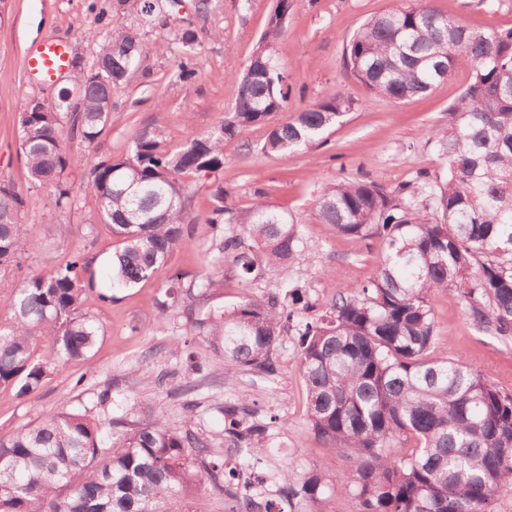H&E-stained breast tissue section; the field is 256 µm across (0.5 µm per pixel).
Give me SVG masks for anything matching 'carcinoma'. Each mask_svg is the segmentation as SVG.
<instances>
[{
  "label": "carcinoma",
  "instance_id": "cac0c4a2",
  "mask_svg": "<svg viewBox=\"0 0 512 512\" xmlns=\"http://www.w3.org/2000/svg\"><path fill=\"white\" fill-rule=\"evenodd\" d=\"M288 0L239 74V94L218 126L168 144L153 125L133 137L126 156L105 157L84 173L100 223L116 248L112 287L133 288L165 266L171 250L192 238L190 178L224 165V140L267 123L288 106L290 88L276 39ZM175 77L195 76L198 37L180 34ZM142 53L137 32L121 28L101 47L102 67L78 69L74 111L23 112L19 148L32 183L51 185L55 205L74 199L62 175L73 161L70 142L92 144L112 122L114 95ZM347 71L372 94L407 102L460 68L471 73L448 108L445 128L426 131L447 170L417 186L367 180L329 185L315 220L337 236L377 237L383 245L374 275L338 294L310 320L291 279L304 250L298 225L257 201L245 212L212 194L208 224L219 253L245 287L279 270L277 287L251 291L192 320L224 366L251 375L249 387L224 400V446L177 427L138 399L107 388L95 409L59 412L0 440V512H190L188 496L211 488L224 512H318L339 487L353 512H500L512 500V390L479 367L436 355L439 339L431 298L451 290L473 323L512 342V29L472 30L418 2L370 17L344 48ZM354 106L334 92L269 128L262 151L286 158L322 142ZM25 199L0 184V277L22 269L23 238L35 231L19 214ZM94 285L89 262L74 255L47 274L23 279L12 315L0 324V387L34 394L49 363L34 357L32 339L48 336L56 359H83L100 324L82 311ZM224 287V270L197 275L187 292ZM293 331L307 392L310 431L353 464L335 476L288 466L273 476L286 423L263 415L256 397L271 390L275 356Z\"/></svg>",
  "mask_w": 512,
  "mask_h": 512
}]
</instances>
